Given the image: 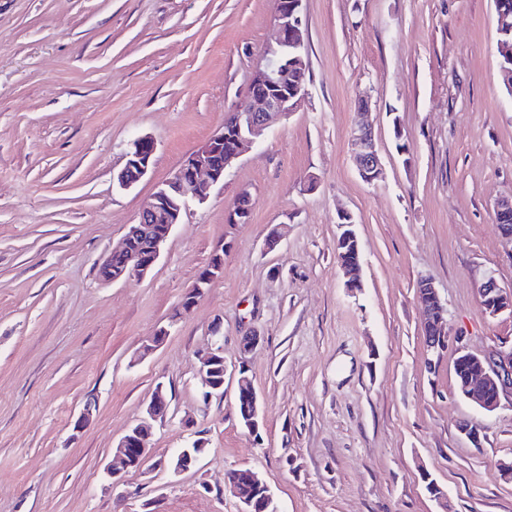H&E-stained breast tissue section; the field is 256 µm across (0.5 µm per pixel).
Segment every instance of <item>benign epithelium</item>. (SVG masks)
<instances>
[{
  "label": "benign epithelium",
  "mask_w": 512,
  "mask_h": 512,
  "mask_svg": "<svg viewBox=\"0 0 512 512\" xmlns=\"http://www.w3.org/2000/svg\"><path fill=\"white\" fill-rule=\"evenodd\" d=\"M305 54V28L302 22V0H278L274 17V37L266 56L256 67L250 84V100L242 108L229 114L225 122L232 130V144L224 148V132H219L204 141L180 164L172 176L162 183L150 202L141 211L138 221L126 228L121 245L112 250L99 267L102 280L116 282L131 277L145 276L160 258L174 227L181 223L183 215L192 203H202L208 198L211 188L224 185V176L239 158L244 148L254 143L267 129L295 112L306 96L303 73L307 70ZM369 101L361 100L359 118L353 128L351 153L362 180L373 184L382 180L384 168L371 126L366 120ZM155 142L149 136L138 138L127 153V160L118 173V181L124 187L139 182L148 172ZM252 197L240 190L227 212V223L247 224L252 213ZM495 214L503 221L499 225L501 237L512 244V227L505 221L512 217V196L502 198L495 204ZM353 217L348 212L339 215L341 235L336 241L339 247H350L359 254V243L352 229ZM224 274V249L215 252V260L207 267L195 284L183 296L180 309L191 308L207 288ZM485 312L494 317L504 311L512 312V292L500 287L493 275L486 276L479 288ZM416 298L424 317L427 331L425 344L432 355L448 347L451 333L448 329L447 310L431 279L420 281ZM260 342L257 335L243 340L237 364L228 367L224 350L220 346L210 349L200 357L199 372L203 376L204 399L224 396L226 379L235 382L236 397L247 400L245 427L258 433L260 426V403L254 386L247 375V355ZM459 343L458 358L474 364L471 374L457 379L459 393L480 408L493 412L502 401L512 402V346H500L482 354H474ZM170 400L163 386L158 385L151 393L146 408L150 419H162L169 409ZM96 403L86 400L83 410L75 421L74 431L80 432L92 422ZM150 429L142 422L131 427L114 449L110 475L115 477L123 471L140 468L148 458ZM204 452L198 442L182 449L173 459L175 472L180 473L195 466ZM246 482L265 490V503L274 504L269 487L250 469L231 472L225 480L232 494H238V485Z\"/></svg>",
  "instance_id": "obj_1"
}]
</instances>
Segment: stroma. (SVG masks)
Here are the masks:
<instances>
[{
    "label": "stroma",
    "instance_id": "35a3bbf8",
    "mask_svg": "<svg viewBox=\"0 0 512 512\" xmlns=\"http://www.w3.org/2000/svg\"><path fill=\"white\" fill-rule=\"evenodd\" d=\"M275 9L0 0V512H240L224 482L237 468L259 474L278 512H512V405L489 413L461 396L454 349L429 365L416 299L432 279L471 352L512 344V313L489 316L478 295L490 273L512 290L494 214L512 195L494 0H303L300 109L190 206L145 277H98L157 187L248 102ZM364 97L384 166L374 184L350 152ZM142 136L152 164L122 188ZM242 189L251 219L227 223ZM343 210L361 248L356 290L336 261ZM219 249L223 276L180 311ZM251 334L256 435L234 383L206 401L198 372L214 342L232 363ZM159 384L170 407L150 457L112 481V450ZM89 398L93 421L75 431ZM197 440L205 455L174 473ZM155 149V142L149 136L140 137L132 144L126 155V163L118 173L122 186L131 187L147 174Z\"/></svg>",
    "mask_w": 512,
    "mask_h": 512
}]
</instances>
